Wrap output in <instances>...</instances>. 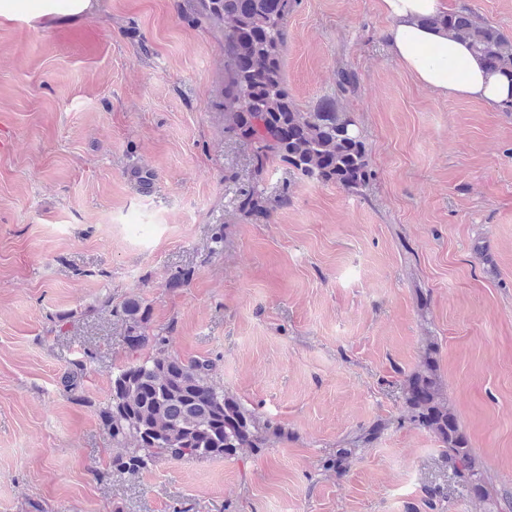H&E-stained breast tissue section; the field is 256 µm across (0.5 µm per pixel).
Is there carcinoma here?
<instances>
[{
    "label": "carcinoma",
    "instance_id": "1",
    "mask_svg": "<svg viewBox=\"0 0 512 512\" xmlns=\"http://www.w3.org/2000/svg\"><path fill=\"white\" fill-rule=\"evenodd\" d=\"M292 0H199L197 18L224 34V132L246 143L252 152L255 187L240 201L241 211L270 219L290 205L288 193L276 198L261 188L268 167L279 160L303 178L334 184L349 194L363 193L372 171L368 151L349 113L329 97L300 108L288 91L282 55ZM428 23L467 42L489 70L512 78V37L467 7ZM358 78L350 69L336 72V86L353 92ZM116 313L123 317L126 347L151 345L158 356L126 365L112 379V398L98 409L102 429L122 452L112 457L111 475L137 476L167 458H233L257 452L283 437L270 422L233 397L214 379L210 359H183L167 352L168 337L147 332L148 309L136 298ZM411 419L442 443L453 476L480 500L491 498L488 478L444 397L434 349L404 383ZM381 427L362 430L325 459L323 467L341 473L352 448L378 438Z\"/></svg>",
    "mask_w": 512,
    "mask_h": 512
}]
</instances>
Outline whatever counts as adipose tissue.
Instances as JSON below:
<instances>
[{"mask_svg": "<svg viewBox=\"0 0 512 512\" xmlns=\"http://www.w3.org/2000/svg\"><path fill=\"white\" fill-rule=\"evenodd\" d=\"M96 6L97 0H0V20L76 17ZM381 7L391 20L388 51L419 84L495 111L512 108V79L487 71L467 43L432 26V18L447 13V0H381Z\"/></svg>", "mask_w": 512, "mask_h": 512, "instance_id": "adipose-tissue-1", "label": "adipose tissue"}]
</instances>
